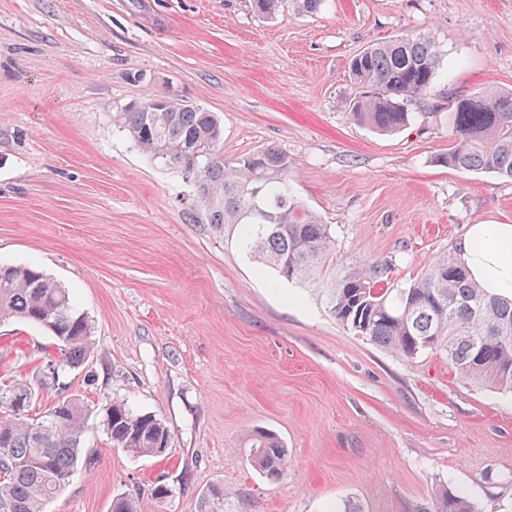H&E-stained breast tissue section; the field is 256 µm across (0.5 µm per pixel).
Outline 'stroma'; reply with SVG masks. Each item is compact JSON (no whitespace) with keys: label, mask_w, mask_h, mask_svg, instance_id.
Listing matches in <instances>:
<instances>
[{"label":"stroma","mask_w":512,"mask_h":512,"mask_svg":"<svg viewBox=\"0 0 512 512\" xmlns=\"http://www.w3.org/2000/svg\"><path fill=\"white\" fill-rule=\"evenodd\" d=\"M430 33L438 78L407 129L357 122L349 61L365 46ZM512 88V0H325L257 17L251 0H0V264L36 265L71 288L94 326L67 383L92 411L95 469L48 512H432L438 493L512 512V395L471 383L445 354L408 359L353 334L318 294L279 280L215 230L182 176L151 162L112 114L173 93L217 113L224 156L284 151L297 197L331 224L336 265L392 260L414 279L469 225L512 224V181L436 163L453 99ZM50 336L0 324V383L42 384ZM170 431L160 457L113 448L112 398ZM268 429L290 455L268 481L247 439ZM169 486L163 501L155 484Z\"/></svg>","instance_id":"35a3bbf8"}]
</instances>
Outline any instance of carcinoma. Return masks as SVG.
<instances>
[{"label":"carcinoma","instance_id":"obj_1","mask_svg":"<svg viewBox=\"0 0 512 512\" xmlns=\"http://www.w3.org/2000/svg\"><path fill=\"white\" fill-rule=\"evenodd\" d=\"M284 0H252L255 14L277 17ZM440 51L428 34L416 33L373 44L353 56L349 72L361 88L352 105L355 119L391 133L412 124V103L429 92ZM453 145L435 161L468 172L512 180V89L459 95L448 115ZM112 125L151 161L179 171L200 187L197 200L207 223L240 228L251 257L279 278L315 290L340 324L395 354L414 358L427 350L448 356L465 379L512 393V296L487 293L469 275L457 252L432 257L420 276L403 285L384 284L391 261L374 258L341 270L332 268V225L307 208L290 184L288 155L270 147L252 156L224 159L223 126L215 112L174 94L148 95L112 113ZM261 187L255 197L254 187ZM14 319L45 331L60 356L46 371L57 386L49 410L56 417L29 416L37 389L26 382L0 388V502L12 512H46L66 488L65 480L95 468L84 452L89 409L67 393L66 371L91 356L92 324L70 289L33 265L0 264V322ZM112 443L135 456L158 457L171 444L163 421L137 412L122 400L102 410ZM252 462L267 479L288 472V449L273 433L250 438ZM201 512H224V492L208 491ZM434 512H473L453 492L437 499Z\"/></svg>","mask_w":512,"mask_h":512}]
</instances>
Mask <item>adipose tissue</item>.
<instances>
[{"label":"adipose tissue","instance_id":"1","mask_svg":"<svg viewBox=\"0 0 512 512\" xmlns=\"http://www.w3.org/2000/svg\"><path fill=\"white\" fill-rule=\"evenodd\" d=\"M458 256L488 293L512 294V224L470 225Z\"/></svg>","mask_w":512,"mask_h":512}]
</instances>
